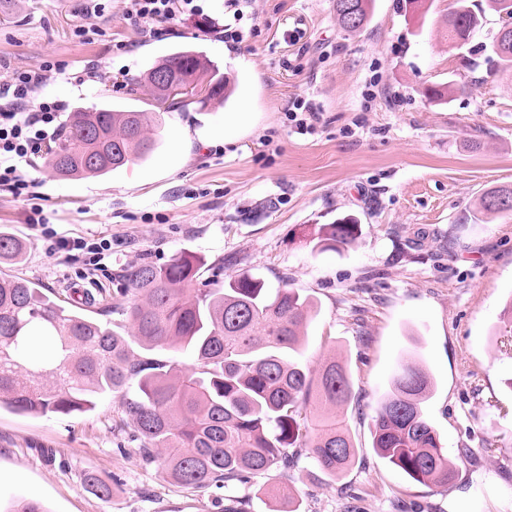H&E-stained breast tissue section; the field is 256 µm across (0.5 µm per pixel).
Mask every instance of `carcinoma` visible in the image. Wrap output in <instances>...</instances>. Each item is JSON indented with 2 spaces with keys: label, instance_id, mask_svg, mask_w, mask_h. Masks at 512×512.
Here are the masks:
<instances>
[{
  "label": "carcinoma",
  "instance_id": "carcinoma-1",
  "mask_svg": "<svg viewBox=\"0 0 512 512\" xmlns=\"http://www.w3.org/2000/svg\"><path fill=\"white\" fill-rule=\"evenodd\" d=\"M359 23L350 25L336 9L340 26L363 27L371 0H355ZM482 15L471 0H453L448 39L467 45ZM492 52L512 67V29L497 32ZM162 67L189 78L184 97L204 109L231 95L226 79L213 75L209 60L178 51L134 78L151 89V74ZM162 113L115 110L108 105L77 107L48 148L46 166L62 180L96 177L145 159L153 150ZM512 212V185L487 191L479 213ZM351 218L321 224L314 247L336 251L353 245ZM30 244L0 231V263H17ZM203 261L173 255L164 264L142 261L124 271L135 300L112 312L126 317L131 338L109 324L52 300L32 282L0 275V408L20 414L68 415L91 408L106 393H121L139 378L138 396L126 401L139 454L175 482L194 488L231 491L273 467L288 471L305 448L318 469L336 477L360 453L336 408L347 404L352 382L331 361L314 372L295 359L314 305L283 282L269 288L249 273L230 275L215 288L197 289ZM188 351L190 363L150 361L130 345ZM435 382L429 372L403 365L391 390L377 404L371 449L420 483L446 485L454 476L423 404ZM84 483L102 498L111 494L102 478ZM4 512H45L34 499H13Z\"/></svg>",
  "mask_w": 512,
  "mask_h": 512
}]
</instances>
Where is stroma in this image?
Wrapping results in <instances>:
<instances>
[{"instance_id":"1","label":"stroma","mask_w":512,"mask_h":512,"mask_svg":"<svg viewBox=\"0 0 512 512\" xmlns=\"http://www.w3.org/2000/svg\"><path fill=\"white\" fill-rule=\"evenodd\" d=\"M451 3L426 0L411 14L374 0L366 26L347 33L334 0H253L236 45L218 32L224 0L156 36L129 24L126 0H19L0 13V74L50 61L35 96L68 112L152 111L128 80L183 46L238 81L226 105H174L152 154L109 176L61 180L35 155L37 198L0 192V229L31 245L0 273L65 301L87 293L93 317L114 323L113 306L133 300L124 270L180 252L205 260L199 285L247 272L309 297L317 313L299 359L345 364L354 399L340 415L360 453L331 478L300 452L290 473L238 488L248 512H275L270 490L287 484L298 512H512V338L496 332L512 297V215L476 214L486 190L512 185V71L488 48L494 11L468 50L449 44ZM89 69L98 79L76 82ZM451 82L462 93L423 94ZM299 97L318 109L312 130L288 119ZM36 208L57 232L109 240L104 269L48 252L28 221ZM347 215L360 224L356 242L315 250L318 226ZM404 362L435 378L423 410L455 467L448 485L416 482L371 449L374 409ZM137 446L119 394L73 415L1 409L0 502L31 494L47 512H220L215 490L175 483ZM89 473L111 480L110 497L85 486Z\"/></svg>"}]
</instances>
